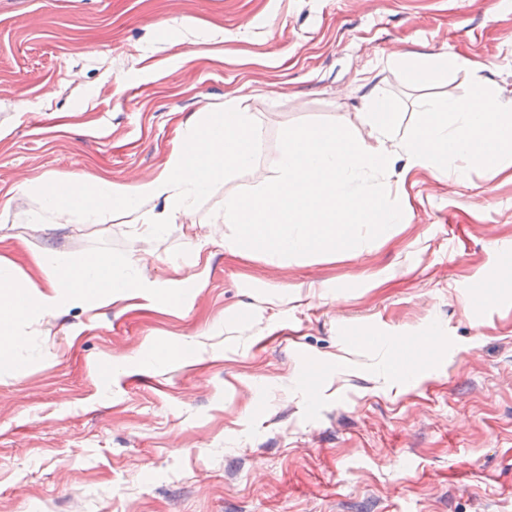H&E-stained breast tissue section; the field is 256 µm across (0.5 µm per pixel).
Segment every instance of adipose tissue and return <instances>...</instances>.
<instances>
[{"instance_id": "obj_1", "label": "adipose tissue", "mask_w": 512, "mask_h": 512, "mask_svg": "<svg viewBox=\"0 0 512 512\" xmlns=\"http://www.w3.org/2000/svg\"><path fill=\"white\" fill-rule=\"evenodd\" d=\"M391 63L404 70L411 84L424 85L442 80L450 69L467 67L469 61L445 55L413 60L397 56ZM258 136L253 113L229 100L223 111L199 113L182 127L158 176L133 184L45 177L20 190L39 198L57 222L103 224L121 209L136 238L150 237L174 226L214 183L250 167ZM151 259V254L138 250L118 261L101 254L67 258L35 252L31 264L45 275L39 283L0 256V310L18 302L24 305L12 322L0 324V364L18 357L19 326L24 321L49 317L69 305L103 306L129 298L149 303L173 300L171 290L145 276Z\"/></svg>"}]
</instances>
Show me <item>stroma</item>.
Wrapping results in <instances>:
<instances>
[{"instance_id": "1", "label": "stroma", "mask_w": 512, "mask_h": 512, "mask_svg": "<svg viewBox=\"0 0 512 512\" xmlns=\"http://www.w3.org/2000/svg\"><path fill=\"white\" fill-rule=\"evenodd\" d=\"M393 53L471 65L415 87ZM477 77L512 98V0H0V255L31 278L44 248L119 260L131 244L120 210L46 233L21 183L154 177L176 129L231 99L263 138L251 169L140 244L146 276L182 280L186 304L25 326L26 369H0V512H512V275L480 316L466 290L512 251V166L490 181L396 160L404 223L336 255L173 254L227 232L215 216L272 175L284 128L335 121L368 140L378 84L403 102L400 143L421 100ZM431 332L435 362L404 375L396 340ZM183 340L195 363L135 361ZM178 350L179 355L177 357L171 358L174 360H178L183 363H188L194 359L197 353V343L191 341H180V342H164V343H148L143 349L142 353L144 355H156L158 352L163 353L164 355L169 354L172 350ZM170 355V354H169Z\"/></svg>"}]
</instances>
